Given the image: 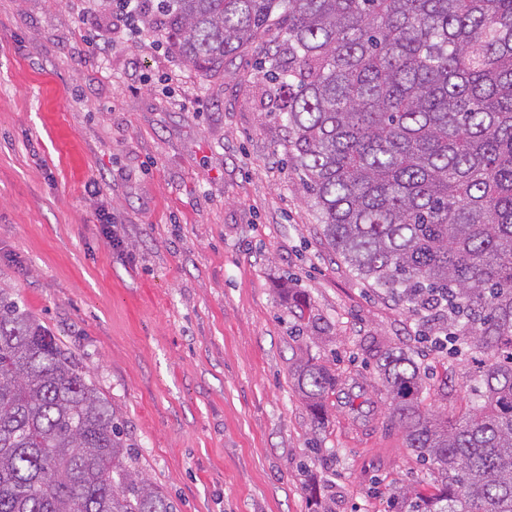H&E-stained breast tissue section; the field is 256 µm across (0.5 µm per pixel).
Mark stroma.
<instances>
[{
    "instance_id": "1",
    "label": "stroma",
    "mask_w": 512,
    "mask_h": 512,
    "mask_svg": "<svg viewBox=\"0 0 512 512\" xmlns=\"http://www.w3.org/2000/svg\"><path fill=\"white\" fill-rule=\"evenodd\" d=\"M279 37L215 73L110 0H0V289L76 356L178 512H314L319 495L396 512L436 479L378 357L421 365L424 408L453 417L481 356L436 350L327 245L258 68ZM307 359L337 378L318 421L296 388Z\"/></svg>"
}]
</instances>
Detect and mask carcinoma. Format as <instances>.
I'll use <instances>...</instances> for the list:
<instances>
[{
    "label": "carcinoma",
    "instance_id": "carcinoma-1",
    "mask_svg": "<svg viewBox=\"0 0 512 512\" xmlns=\"http://www.w3.org/2000/svg\"><path fill=\"white\" fill-rule=\"evenodd\" d=\"M161 35L217 71L271 27L288 159L362 279L484 355L455 421L425 373L378 359L407 447L444 481L408 512H512V0H158ZM319 412L336 375L296 366ZM0 512H176L72 353L0 289Z\"/></svg>",
    "mask_w": 512,
    "mask_h": 512
}]
</instances>
